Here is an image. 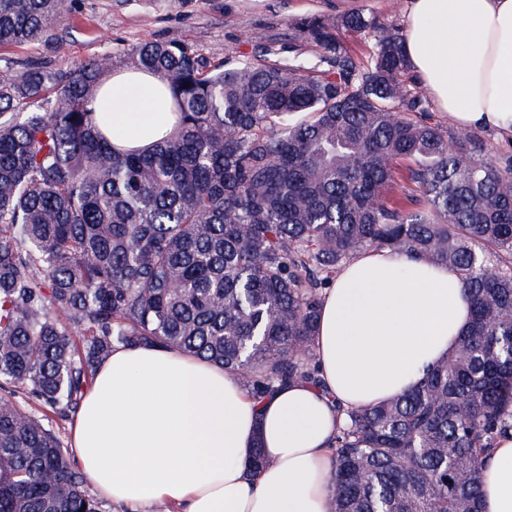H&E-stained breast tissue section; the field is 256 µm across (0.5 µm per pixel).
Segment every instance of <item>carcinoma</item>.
<instances>
[{
    "label": "carcinoma",
    "mask_w": 512,
    "mask_h": 512,
    "mask_svg": "<svg viewBox=\"0 0 512 512\" xmlns=\"http://www.w3.org/2000/svg\"><path fill=\"white\" fill-rule=\"evenodd\" d=\"M66 11L0 0V45ZM341 29L375 33L367 62ZM126 64L177 105L146 152H114L89 108L111 60L0 74V512H103L16 388L67 417L134 344L221 365L255 400L318 385L323 288L381 248L448 266L473 316L411 388L344 411L329 512H481L486 457L512 431V166L432 121L404 36L362 12L303 24L286 60L265 46L210 66L145 42Z\"/></svg>",
    "instance_id": "cac0c4a2"
}]
</instances>
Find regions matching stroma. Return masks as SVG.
Instances as JSON below:
<instances>
[{"instance_id": "obj_1", "label": "stroma", "mask_w": 512, "mask_h": 512, "mask_svg": "<svg viewBox=\"0 0 512 512\" xmlns=\"http://www.w3.org/2000/svg\"><path fill=\"white\" fill-rule=\"evenodd\" d=\"M66 18L42 38L0 47V72L75 68L110 57L125 65L144 42L190 46L211 65L252 55L266 45L287 51L295 27L360 10L403 26L406 0H69Z\"/></svg>"}]
</instances>
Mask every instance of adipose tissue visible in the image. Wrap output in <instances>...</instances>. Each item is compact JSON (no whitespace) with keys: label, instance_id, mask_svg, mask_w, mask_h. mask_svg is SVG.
<instances>
[{"label":"adipose tissue","instance_id":"obj_1","mask_svg":"<svg viewBox=\"0 0 512 512\" xmlns=\"http://www.w3.org/2000/svg\"><path fill=\"white\" fill-rule=\"evenodd\" d=\"M405 50L433 103L464 132L512 138V0H407ZM121 153L174 125L158 76L119 68L92 102ZM471 320L447 267L388 249L347 262L322 298L321 386L295 381L254 401L224 368L176 349L116 347L71 425L74 462L97 495L146 512H328L341 410L409 389ZM262 446L267 465L246 462ZM482 512H512V438L487 459Z\"/></svg>","mask_w":512,"mask_h":512}]
</instances>
